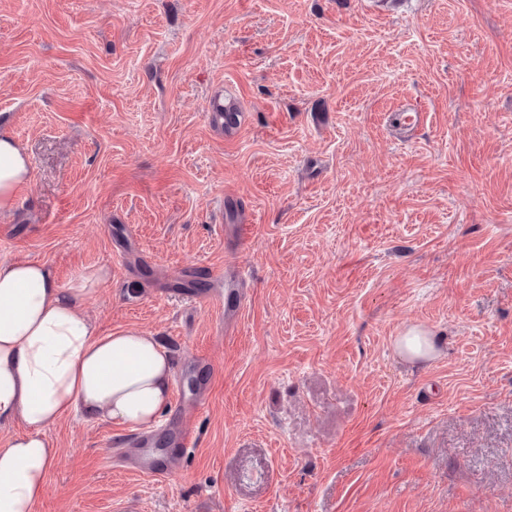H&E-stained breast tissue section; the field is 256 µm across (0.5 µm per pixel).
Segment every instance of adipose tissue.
<instances>
[{"label": "adipose tissue", "mask_w": 512, "mask_h": 512, "mask_svg": "<svg viewBox=\"0 0 512 512\" xmlns=\"http://www.w3.org/2000/svg\"><path fill=\"white\" fill-rule=\"evenodd\" d=\"M29 176L18 142L0 133V212ZM107 277L97 269L65 288L45 264L0 266V425L21 428L0 448V512H33L56 456L45 433L68 414L143 428L169 407L170 360L154 336L100 333L85 312Z\"/></svg>", "instance_id": "ef3b65f1"}]
</instances>
